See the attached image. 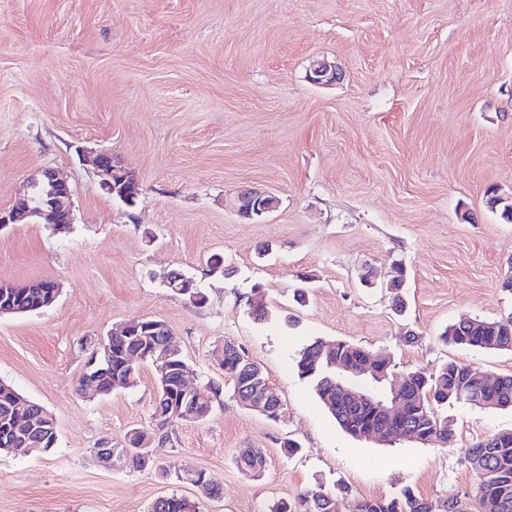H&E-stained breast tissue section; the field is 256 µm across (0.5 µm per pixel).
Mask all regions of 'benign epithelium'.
Masks as SVG:
<instances>
[{
	"label": "benign epithelium",
	"mask_w": 512,
	"mask_h": 512,
	"mask_svg": "<svg viewBox=\"0 0 512 512\" xmlns=\"http://www.w3.org/2000/svg\"><path fill=\"white\" fill-rule=\"evenodd\" d=\"M309 80L323 84L336 80V68L325 60H317L310 67ZM95 170L100 187L111 195L125 197L123 185L135 182L128 170L114 164L112 155L100 153L95 158ZM26 198L10 209H0V229L10 224H45L63 234L73 224L72 191L69 184L51 169L42 172L35 182H27ZM239 216L257 221L277 207L274 196L257 189L239 192L236 199Z\"/></svg>",
	"instance_id": "obj_1"
}]
</instances>
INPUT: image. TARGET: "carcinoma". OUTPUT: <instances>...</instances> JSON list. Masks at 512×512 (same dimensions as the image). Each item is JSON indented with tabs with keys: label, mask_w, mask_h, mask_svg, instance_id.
<instances>
[{
	"label": "carcinoma",
	"mask_w": 512,
	"mask_h": 512,
	"mask_svg": "<svg viewBox=\"0 0 512 512\" xmlns=\"http://www.w3.org/2000/svg\"><path fill=\"white\" fill-rule=\"evenodd\" d=\"M45 281L38 280L12 289L14 306L19 313H27L46 303ZM165 285L174 294L201 307L206 299L195 300L193 295L202 288H185L183 274L172 271L165 276ZM148 331L131 335L113 327L107 337L108 347H99L97 368L98 387L108 393L117 388L137 385L139 365L127 362L136 352L147 354L157 372L158 391L151 414V430H136L130 437L131 447L114 448V461L133 470H154L163 478L178 481L194 479L210 498L222 494L221 487L203 470L184 467L171 470L157 464L138 450L145 439L156 435L166 437V426L178 420L207 419L220 397V388L211 386L183 396L179 383L182 368L187 366L183 355L170 359L163 356L174 340L167 324L160 320H145ZM446 343L480 350H512V315L496 321L472 318L449 325L441 334ZM383 352L353 345L345 341L314 339L303 347L295 360L298 375L313 384L316 397L339 427L354 438L366 427L386 430L396 438L411 435L417 443L444 446L452 439L454 429L438 408L453 402H464L472 407L512 409V375L500 377L496 383L477 393V372L470 365L449 361L434 376L421 371L394 370L392 364L381 359ZM213 360L233 383V397L243 406L257 400L256 389L266 388L267 379L262 368L246 359L231 340L224 341L221 350L213 351ZM349 365L352 372L343 375L336 362ZM11 385L0 383V454L11 455L15 448H46L45 436L36 434L28 442L4 438V426L23 413L34 417L44 411L37 403L24 411L16 408ZM356 390L360 397L351 398L344 389ZM397 394L402 413L388 419L373 412L374 405L384 396ZM465 463L479 477L477 496L481 512H512V430L496 432L468 448ZM238 469L245 475L258 478L265 471L266 459L256 448H243L236 456ZM148 512H200L198 503L175 496L158 498ZM265 512H338L336 493L322 488L312 489L297 500L288 502L274 499ZM349 512H435V506L405 488L387 499L353 500Z\"/></svg>",
	"instance_id": "carcinoma-1"
}]
</instances>
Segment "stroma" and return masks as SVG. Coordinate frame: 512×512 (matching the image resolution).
<instances>
[{
  "label": "stroma",
  "instance_id": "35a3bbf8",
  "mask_svg": "<svg viewBox=\"0 0 512 512\" xmlns=\"http://www.w3.org/2000/svg\"><path fill=\"white\" fill-rule=\"evenodd\" d=\"M323 58L340 78L316 85L307 73ZM88 151L137 176L135 206L101 189ZM45 169L71 187L72 228L0 229V280L61 292L44 311L0 316V380L54 416L57 442L0 455V512H148L171 495L201 512H262L340 484L348 499L408 486L481 512L464 455L512 429V409L448 405L445 447L357 440L295 358L322 338L385 352L399 371L457 360L512 374V351L440 339L451 323L512 314V223L486 197L512 199V0H0V208ZM244 187L278 207L242 219ZM171 271L194 277L206 304L173 294ZM254 294L265 321L249 314ZM133 319L164 321L191 383L222 390L208 419L153 444L158 463L205 471L221 497L95 460L102 441L125 447L151 424L152 364L134 388L79 389L98 338ZM228 339L263 368L279 420L233 398L210 359ZM242 448L265 453L261 477L237 468Z\"/></svg>",
  "mask_w": 512,
  "mask_h": 512
}]
</instances>
